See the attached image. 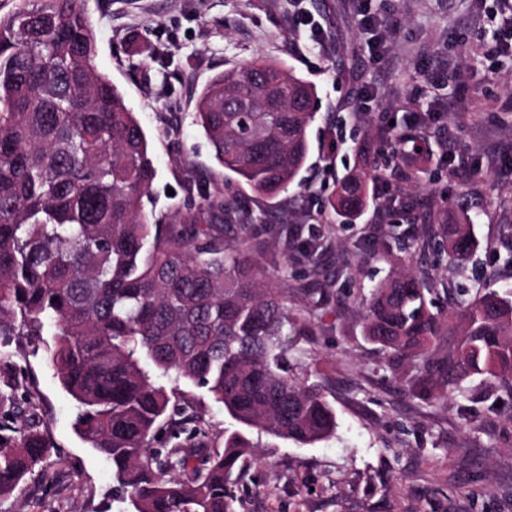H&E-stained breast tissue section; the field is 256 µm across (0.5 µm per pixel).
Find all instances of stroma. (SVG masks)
Returning a JSON list of instances; mask_svg holds the SVG:
<instances>
[{
	"instance_id": "obj_1",
	"label": "stroma",
	"mask_w": 512,
	"mask_h": 512,
	"mask_svg": "<svg viewBox=\"0 0 512 512\" xmlns=\"http://www.w3.org/2000/svg\"><path fill=\"white\" fill-rule=\"evenodd\" d=\"M320 23L315 44L298 30L289 0H86L95 64L122 93L149 141L156 167L150 206L197 219L200 186L233 185L249 209L292 218L308 240L332 237L325 270L334 299L320 310L315 335L302 336L291 362L323 382L336 411L335 437L302 445L253 434L257 458L238 479L237 512H512V397L482 376L448 401L428 400L406 386L417 362L379 351L362 334L365 300L389 271L373 258L380 230L400 265L431 290L439 310L458 283L512 290V58L500 56L502 0H370L386 49L373 60L360 22L361 0H305ZM262 56L311 83L317 113L298 184L275 197L255 195L214 158L196 125L199 94L217 73ZM448 101L443 124L410 125L435 99ZM394 127L424 139L443 160L430 180L424 155L385 160L370 129ZM471 165L456 170L455 155ZM389 175L390 191H373L353 224L315 220L336 182L363 159ZM420 172L418 184L390 175ZM448 209L472 222L476 251L450 269L434 244L418 247L425 210ZM5 342L19 376V403L53 447L43 474L0 512H126L113 490L112 468L76 433L75 402L48 361L54 329H15ZM174 407H187L223 442L234 427L202 388L179 383Z\"/></svg>"
}]
</instances>
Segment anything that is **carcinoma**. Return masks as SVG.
<instances>
[{
  "label": "carcinoma",
  "instance_id": "obj_1",
  "mask_svg": "<svg viewBox=\"0 0 512 512\" xmlns=\"http://www.w3.org/2000/svg\"><path fill=\"white\" fill-rule=\"evenodd\" d=\"M85 0H20L0 16V336L55 329L49 363L76 402L74 428L112 464L132 512H236L233 487L255 456L253 430L311 445L336 434L323 385L290 371L289 337L315 335L333 299L324 243L254 216L233 192L201 191L212 224L146 213L156 177L144 129L95 65ZM313 85L262 56L218 73L196 103L216 161L256 194L292 185L315 120ZM380 174L349 171L321 212L352 221ZM288 239L280 268L309 283L291 301L265 277L232 218ZM433 236L460 267L474 239L466 217L429 212ZM426 288L397 265L370 294L363 331L379 349L422 363L409 388L446 400L473 375L512 394V298L495 292L431 310ZM204 388L238 424L210 450L191 413L153 446L170 403L161 377ZM15 377L0 381V500L22 493L51 456L40 427L18 406ZM185 448H200L196 466Z\"/></svg>",
  "mask_w": 512,
  "mask_h": 512
}]
</instances>
